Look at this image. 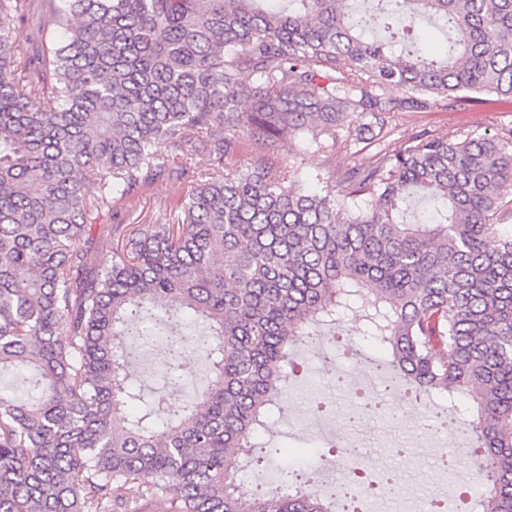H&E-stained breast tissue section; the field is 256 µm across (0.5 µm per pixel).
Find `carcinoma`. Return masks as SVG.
I'll list each match as a JSON object with an SVG mask.
<instances>
[{
	"label": "carcinoma",
	"mask_w": 512,
	"mask_h": 512,
	"mask_svg": "<svg viewBox=\"0 0 512 512\" xmlns=\"http://www.w3.org/2000/svg\"><path fill=\"white\" fill-rule=\"evenodd\" d=\"M355 2L0 0V377L30 372L0 391V512H335L316 465L277 469L283 491L237 477L357 298L414 396L474 402L479 512H512V127L386 141L395 113L512 99V0ZM365 129L378 150L335 163ZM299 136L319 193L282 152ZM169 180L192 184L172 219L115 209ZM192 349L209 378L173 414Z\"/></svg>",
	"instance_id": "carcinoma-1"
}]
</instances>
